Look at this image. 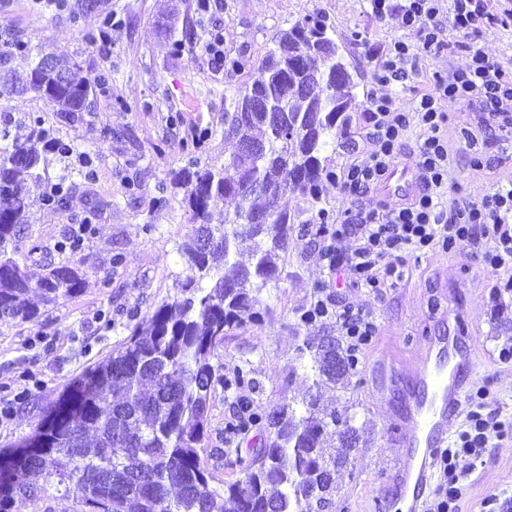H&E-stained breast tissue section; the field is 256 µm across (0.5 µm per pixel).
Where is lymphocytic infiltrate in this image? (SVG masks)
<instances>
[{
	"mask_svg": "<svg viewBox=\"0 0 512 512\" xmlns=\"http://www.w3.org/2000/svg\"><path fill=\"white\" fill-rule=\"evenodd\" d=\"M370 6L379 19L395 17L400 28L415 32L417 43L412 46L397 40L387 47L369 93L367 123L358 137L343 144L357 158L345 168L340 183L358 205L352 222L330 226L318 242L330 278L373 292L400 278L391 256L403 252L422 258L438 246H469L483 238L488 246L478 249V260L498 274L500 288L512 289V179L496 182L481 199L446 205L448 117L437 107L445 98L464 101L482 112L486 132L511 139L512 115L505 105L512 103V70L473 47L466 71L453 82H439L435 91L419 93L412 115L401 113L398 107V96L408 90L415 72V55L438 56L448 46L450 30L466 34L482 27L510 28L512 9L490 13L475 0H450L445 10L440 0H404L394 12L387 0H370ZM412 122L424 129L415 145L421 192L401 205L360 207V200L375 192L398 161L404 132ZM317 304L335 320L352 347L368 345L378 331L373 311L344 303L330 288L321 289ZM508 436L512 437V415L492 409L488 392L477 389L465 404L462 423L433 463L436 485L426 512H460L466 496L460 458L476 467L486 448Z\"/></svg>",
	"mask_w": 512,
	"mask_h": 512,
	"instance_id": "obj_1",
	"label": "lymphocytic infiltrate"
}]
</instances>
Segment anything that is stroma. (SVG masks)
I'll return each mask as SVG.
<instances>
[{
  "mask_svg": "<svg viewBox=\"0 0 512 512\" xmlns=\"http://www.w3.org/2000/svg\"><path fill=\"white\" fill-rule=\"evenodd\" d=\"M221 10L205 13L198 0H109L112 27L108 40L91 45L83 30L96 27L97 16L73 21L68 10L44 0H0V42L18 34L30 46L52 45L72 54L86 77L100 70L112 80L97 93V110L84 124L58 121L55 104L32 94L0 97V113L21 117L42 115L74 154L53 159L46 181L31 185L30 222L20 248L33 278L48 262H59L56 243L85 217H92L79 261L87 286L78 296L60 300L32 321L0 322V449L20 444L38 423L43 409L57 398L67 380L104 358L127 337L130 327L173 296L185 275L178 248L194 226L183 202L185 191L170 185L171 174L185 163L180 145L200 129L210 133L202 160L223 159L234 149L224 138V110L248 82V70L213 63L197 46L221 30L224 55L260 65L280 30L315 11L336 28V44L358 88L350 104L352 130L365 123L370 107L374 59L403 38L395 20L379 21L367 0H221ZM192 45V52L174 56L172 40ZM438 57L415 63V92L403 93L399 107L412 111L416 91L431 90L435 77L452 80L469 62L457 33ZM448 115V196L476 199L497 181L512 177V143L480 134L469 107L456 99L441 103ZM91 156L95 177L86 180L76 168L80 154ZM68 174L71 194L65 210L43 205L50 178ZM165 202H158V195ZM123 261L112 266L114 253ZM402 270L392 287L373 294L361 288L342 289L353 307L374 311L380 330L360 352V373L353 397L362 405L361 419L369 439L350 468L336 475L338 496L349 512H373V498L392 486L399 448L396 437L409 421L403 414L401 388L425 355L431 336L464 330L479 364L476 384L492 393L494 406L512 411V363L498 360V348L512 340V296L500 293L494 274L481 266L471 249L435 251L418 260L395 257ZM327 277L318 244L309 236L291 237L282 279L268 286V309L262 324L231 332L217 360L232 364L247 355L268 406L305 386L289 377L296 345L317 334V326H296V311L310 303ZM108 322H101V315ZM463 512H480L482 499L499 489L512 490V441L488 449L483 466L467 479Z\"/></svg>",
  "mask_w": 512,
  "mask_h": 512,
  "instance_id": "35a3bbf8",
  "label": "stroma"
}]
</instances>
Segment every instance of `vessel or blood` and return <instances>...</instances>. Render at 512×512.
Returning <instances> with one entry per match:
<instances>
[{
    "label": "vessel or blood",
    "instance_id": "vessel-or-blood-1",
    "mask_svg": "<svg viewBox=\"0 0 512 512\" xmlns=\"http://www.w3.org/2000/svg\"><path fill=\"white\" fill-rule=\"evenodd\" d=\"M422 188L418 170L398 162L377 192L387 203L403 204ZM478 365L458 336H435L430 340L421 366L411 372L404 391L405 412L410 427L399 438L394 486L373 500L375 512H424L431 492L430 466L459 420L465 391Z\"/></svg>",
    "mask_w": 512,
    "mask_h": 512
}]
</instances>
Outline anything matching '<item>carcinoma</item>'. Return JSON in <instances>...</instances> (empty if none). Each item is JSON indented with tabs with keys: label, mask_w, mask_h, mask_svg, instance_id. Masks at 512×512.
Here are the masks:
<instances>
[{
	"label": "carcinoma",
	"mask_w": 512,
	"mask_h": 512,
	"mask_svg": "<svg viewBox=\"0 0 512 512\" xmlns=\"http://www.w3.org/2000/svg\"><path fill=\"white\" fill-rule=\"evenodd\" d=\"M75 17L96 13L97 31L105 36L112 11L103 0H71ZM333 27L316 12L280 31L274 47L251 75V82L224 111V136L236 145L252 141L261 152L243 157L235 150L223 162H201L202 138L181 144L187 164L172 175V185L186 189L184 203L195 234L180 245L186 267L180 294L159 303L130 335L102 360L68 380L47 407L24 450H0V461L12 490L0 494V512H11L17 500L34 499L49 488L73 494L83 512H335L336 472L348 467L363 447L357 405L340 397L323 403L324 392L347 393L359 373L356 350L329 331L306 338L295 361L308 381L306 389L270 409L242 395L260 392L251 360L241 357L232 368L214 365L215 351L230 331L263 321L262 291L281 279L291 234L327 232L304 215L326 212L323 182L332 178L324 152L349 125V106L358 83L338 54ZM55 67L66 84L29 69L18 73L11 63L31 53L20 37L0 44V95L34 94L57 106L61 122L75 125L96 111V89L111 79L108 70L94 78L82 75L74 56L53 46ZM267 101L271 109L260 106ZM28 133L11 136L0 119V140H12L0 151V321H32L39 305L79 295L86 275L73 261L82 236L69 234L57 243L71 259L50 265L35 280L21 264L18 242L28 223L29 183L43 178L46 154H70L73 148L51 136L45 121L33 115ZM285 130V135L278 130ZM63 174L44 196L45 204L64 210L69 202ZM261 184L277 200L254 186ZM300 195L307 208L282 207L288 195ZM233 211L213 222L221 202ZM207 237L206 248L198 246ZM248 254L251 262L237 257ZM230 402L232 419L224 433L241 436L252 428L267 431L263 446L247 456L238 448L239 477L225 482L202 456L211 401L217 391ZM332 443L336 454L326 455Z\"/></svg>",
	"instance_id": "cac0c4a2"
}]
</instances>
